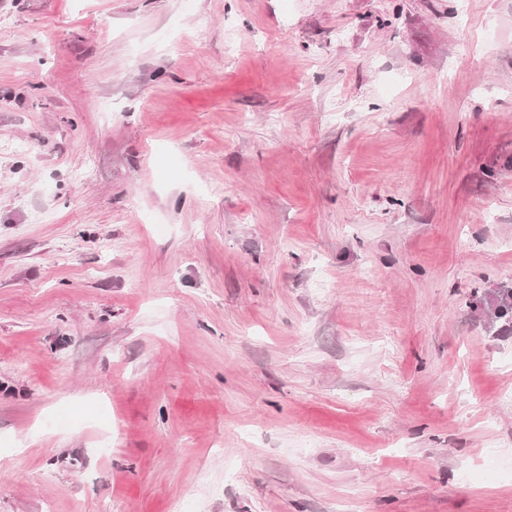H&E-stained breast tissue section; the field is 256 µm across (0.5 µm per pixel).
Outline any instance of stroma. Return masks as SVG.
Returning a JSON list of instances; mask_svg holds the SVG:
<instances>
[{"mask_svg":"<svg viewBox=\"0 0 512 512\" xmlns=\"http://www.w3.org/2000/svg\"><path fill=\"white\" fill-rule=\"evenodd\" d=\"M512 0H0V512H512Z\"/></svg>","mask_w":512,"mask_h":512,"instance_id":"35a3bbf8","label":"stroma"}]
</instances>
